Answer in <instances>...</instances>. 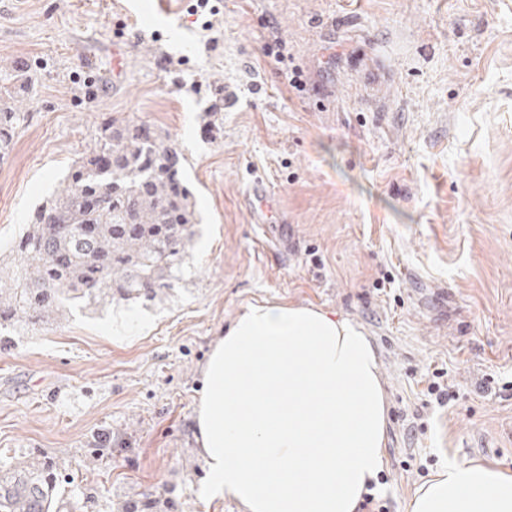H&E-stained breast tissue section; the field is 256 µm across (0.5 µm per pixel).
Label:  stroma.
Wrapping results in <instances>:
<instances>
[{"label": "stroma", "mask_w": 512, "mask_h": 512, "mask_svg": "<svg viewBox=\"0 0 512 512\" xmlns=\"http://www.w3.org/2000/svg\"><path fill=\"white\" fill-rule=\"evenodd\" d=\"M215 3L213 44L190 0L168 15L154 0H0V59L33 76L0 159V255L114 113L177 145L203 218L181 280L138 321L77 314L0 349V456L58 460L85 512L128 492L240 512L198 495L196 397L216 337L270 301L322 308L372 341L393 512L423 482L403 468L412 454L512 473V396L477 388L485 374L512 382V0ZM273 31L303 89L264 56ZM259 177L278 241L242 205ZM436 368L454 405L425 396Z\"/></svg>", "instance_id": "stroma-1"}]
</instances>
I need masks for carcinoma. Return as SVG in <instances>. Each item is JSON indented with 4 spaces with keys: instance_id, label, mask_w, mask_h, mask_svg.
<instances>
[{
    "instance_id": "1",
    "label": "carcinoma",
    "mask_w": 512,
    "mask_h": 512,
    "mask_svg": "<svg viewBox=\"0 0 512 512\" xmlns=\"http://www.w3.org/2000/svg\"><path fill=\"white\" fill-rule=\"evenodd\" d=\"M31 81L21 62L0 60V159L24 119L15 101ZM183 168L182 152L162 132L108 117L31 213L0 269V344L74 313L163 302L202 221ZM61 483L51 459L0 463V512H74ZM156 504L142 493L117 503V512H154Z\"/></svg>"
}]
</instances>
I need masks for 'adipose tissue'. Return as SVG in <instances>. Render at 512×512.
Returning a JSON list of instances; mask_svg holds the SVG:
<instances>
[{
	"label": "adipose tissue",
	"mask_w": 512,
	"mask_h": 512,
	"mask_svg": "<svg viewBox=\"0 0 512 512\" xmlns=\"http://www.w3.org/2000/svg\"><path fill=\"white\" fill-rule=\"evenodd\" d=\"M385 427L379 360L360 326L309 306L247 305L204 368L199 495L243 512H357L384 465ZM407 512H512V474L448 462Z\"/></svg>",
	"instance_id": "obj_1"
}]
</instances>
